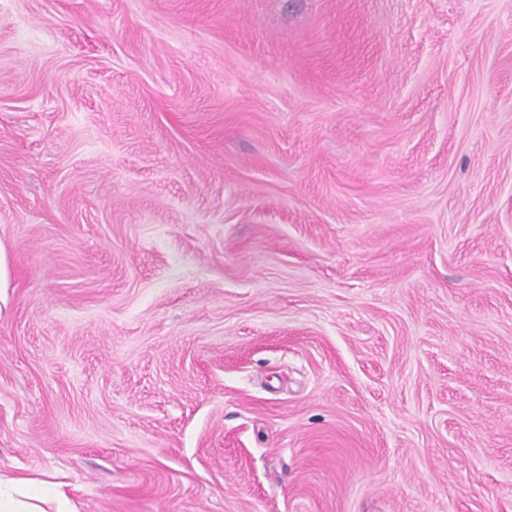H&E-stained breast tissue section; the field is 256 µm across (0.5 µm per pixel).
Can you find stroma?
<instances>
[{
	"mask_svg": "<svg viewBox=\"0 0 512 512\" xmlns=\"http://www.w3.org/2000/svg\"><path fill=\"white\" fill-rule=\"evenodd\" d=\"M0 250V472L512 512V0H0Z\"/></svg>",
	"mask_w": 512,
	"mask_h": 512,
	"instance_id": "1",
	"label": "stroma"
}]
</instances>
